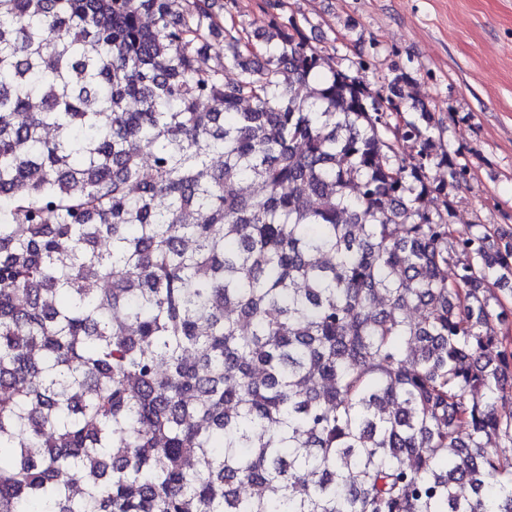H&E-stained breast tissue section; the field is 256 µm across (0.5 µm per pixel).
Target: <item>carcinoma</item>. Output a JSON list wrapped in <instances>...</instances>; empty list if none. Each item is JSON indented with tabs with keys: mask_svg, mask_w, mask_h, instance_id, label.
<instances>
[{
	"mask_svg": "<svg viewBox=\"0 0 512 512\" xmlns=\"http://www.w3.org/2000/svg\"><path fill=\"white\" fill-rule=\"evenodd\" d=\"M215 4L0 0V512H512V231Z\"/></svg>",
	"mask_w": 512,
	"mask_h": 512,
	"instance_id": "1",
	"label": "carcinoma"
}]
</instances>
